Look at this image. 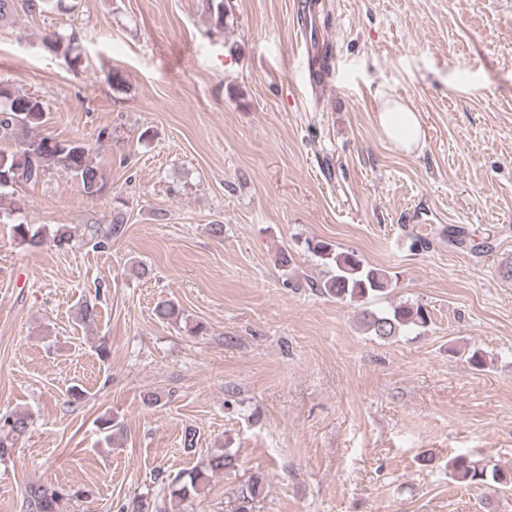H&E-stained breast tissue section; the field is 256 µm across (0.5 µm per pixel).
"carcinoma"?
<instances>
[{
    "label": "carcinoma",
    "mask_w": 512,
    "mask_h": 512,
    "mask_svg": "<svg viewBox=\"0 0 512 512\" xmlns=\"http://www.w3.org/2000/svg\"><path fill=\"white\" fill-rule=\"evenodd\" d=\"M35 10L36 0H0V19L16 12ZM46 108L36 97L20 94L0 82V144H9L14 150L0 149V165L13 178V185H35L49 172L60 169L69 173L87 197L98 195L103 187L102 169L93 158L92 147L78 139L61 141L48 135L34 134L45 123ZM15 238L32 248L45 243V234L30 224H13ZM307 249L322 264L331 268V275L318 288L339 301L361 306L358 321L364 331L377 339L389 340L406 330H425L431 323L429 311L422 305L400 303L387 309H371L369 299L385 293L392 283L386 270L367 264L354 251H339L323 240L306 241ZM28 418L22 414L0 417V427L15 434L26 431ZM238 458L229 448L209 453L199 465L185 472L171 483L170 494L187 501L199 494L216 474L235 469ZM448 475L456 483L469 485L500 484L506 475L497 467L479 468L467 456L459 454L448 459ZM267 474L253 471L238 488L236 512H253L267 488ZM78 489L66 494L80 498ZM65 494L46 484H32L27 490V502L32 512H62Z\"/></svg>",
    "instance_id": "1"
}]
</instances>
